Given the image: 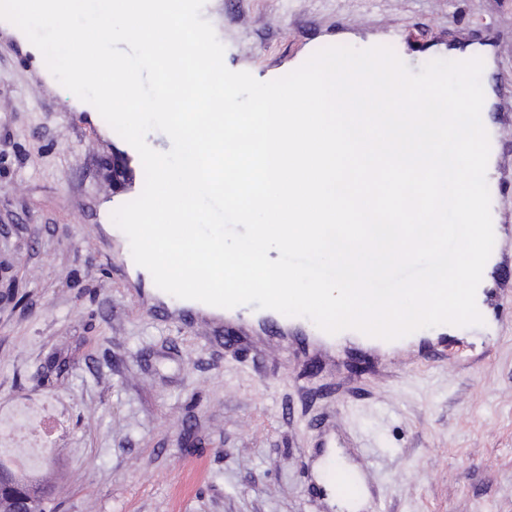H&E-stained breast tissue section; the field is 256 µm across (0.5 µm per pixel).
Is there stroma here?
Wrapping results in <instances>:
<instances>
[{
    "label": "stroma",
    "instance_id": "obj_1",
    "mask_svg": "<svg viewBox=\"0 0 512 512\" xmlns=\"http://www.w3.org/2000/svg\"><path fill=\"white\" fill-rule=\"evenodd\" d=\"M224 63L261 81L309 41H395L419 71L486 43L506 94L486 182L497 262L512 261V0H206ZM0 32V407L51 401L67 437L36 465L65 512H339L315 459L335 437L377 512H512V288L491 274V323L418 330L395 351L325 346L312 321L269 332L167 316L105 202H129L141 164L78 97L45 81ZM445 354L419 363L420 350Z\"/></svg>",
    "mask_w": 512,
    "mask_h": 512
}]
</instances>
